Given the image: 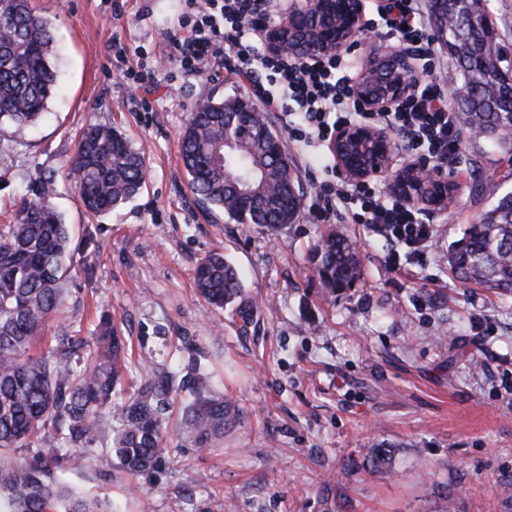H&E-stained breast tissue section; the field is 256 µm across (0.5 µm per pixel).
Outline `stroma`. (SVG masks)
<instances>
[{
  "instance_id": "1",
  "label": "stroma",
  "mask_w": 512,
  "mask_h": 512,
  "mask_svg": "<svg viewBox=\"0 0 512 512\" xmlns=\"http://www.w3.org/2000/svg\"><path fill=\"white\" fill-rule=\"evenodd\" d=\"M50 20L58 91L22 131L0 124V226L11 223L27 186L53 176V203L71 231L62 305L34 350L60 336L90 341L101 314L127 346L119 400L142 379L184 375L198 361L235 410L224 440L203 450L181 434L185 404L164 411L169 465L138 477L120 472L106 439L95 437L75 490L109 499L118 512H512V298L464 285L442 263L449 244L512 192V156L466 137L449 209L424 208L436 224L423 264L403 273L364 225L312 212L316 182L333 180L331 148L288 140L302 208L276 234L205 210L188 188L179 139L200 96L258 100L252 83L222 70L184 76L154 69L152 55H177L184 0H31ZM146 56H135L136 47ZM153 71L148 90L126 70ZM151 111H144V104ZM115 126L145 157L142 192L118 209L86 213L68 177L77 135L88 123ZM356 241L362 277L326 293L309 255L329 228ZM222 252L255 304L243 325L233 308L209 305L194 274ZM387 448L373 468L368 448Z\"/></svg>"
}]
</instances>
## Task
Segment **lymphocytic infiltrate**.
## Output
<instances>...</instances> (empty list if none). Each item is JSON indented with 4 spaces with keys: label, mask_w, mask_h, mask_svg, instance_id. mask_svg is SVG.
<instances>
[{
    "label": "lymphocytic infiltrate",
    "mask_w": 512,
    "mask_h": 512,
    "mask_svg": "<svg viewBox=\"0 0 512 512\" xmlns=\"http://www.w3.org/2000/svg\"><path fill=\"white\" fill-rule=\"evenodd\" d=\"M195 13L189 34L172 59L174 69L194 75L224 64L226 53L235 55V74L253 79L264 74L280 84L281 94L267 93L265 103L282 106L291 98L302 114L301 126L289 128L290 137L313 143L332 142L337 130L349 123H380L397 131L402 149L432 167L453 172L460 160L466 128L444 88L434 82H419L415 91L390 112H367L354 92V79L343 58L327 56L307 64L259 52L247 33L260 30L265 22L259 0H188ZM383 26L367 19L368 34L383 40L422 43L421 0H388ZM330 202L323 217L343 209L352 223L366 225L372 235L394 244L387 257L392 271L404 264L423 263L434 239L435 227L420 210L400 199H384L374 183L360 182L343 187H322Z\"/></svg>",
    "instance_id": "1"
}]
</instances>
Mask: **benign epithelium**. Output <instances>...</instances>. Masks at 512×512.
Returning <instances> with one entry per match:
<instances>
[{
	"label": "benign epithelium",
	"mask_w": 512,
	"mask_h": 512,
	"mask_svg": "<svg viewBox=\"0 0 512 512\" xmlns=\"http://www.w3.org/2000/svg\"><path fill=\"white\" fill-rule=\"evenodd\" d=\"M365 20V0H289L278 20L266 24L267 51L303 58L340 54L357 42ZM410 56L379 50L363 65L356 95L368 112H388L416 86ZM340 171L352 181L380 179L399 199L413 205L446 208L457 191L443 173L423 164L393 168L398 145L389 133L364 123L348 124L332 142Z\"/></svg>",
	"instance_id": "benign-epithelium-1"
}]
</instances>
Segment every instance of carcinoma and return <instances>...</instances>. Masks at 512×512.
Masks as SVG:
<instances>
[{"label": "carcinoma", "instance_id": "1", "mask_svg": "<svg viewBox=\"0 0 512 512\" xmlns=\"http://www.w3.org/2000/svg\"><path fill=\"white\" fill-rule=\"evenodd\" d=\"M447 29L437 32L460 76L457 108L466 127L497 141L512 154V79L499 78L498 34L488 21L486 0H447ZM51 23L35 14L31 0H0V122L18 129L35 124L56 83ZM242 102L236 112L225 101L198 99L180 137L188 184L208 208H218L238 224L277 233L294 222L302 204L293 164L280 137L263 115ZM69 175L86 211L104 214L141 192L144 159L115 128L88 125L78 138ZM16 211L15 223L0 230V512H112L109 501L85 496L59 482L60 461L50 431L64 427L74 448L68 462L82 460L87 444L100 434L125 474L136 477L162 461L166 400L194 395L187 407L185 435L201 447L224 437L232 423L230 406L212 389L210 372L190 367L186 381L149 377L127 401H116L121 384L118 358L122 337L102 316L96 347L75 370L71 357L83 341L64 336L50 355L30 348L43 335L61 304L68 268V227L50 205L54 183L41 177ZM309 262L328 293L360 280L362 262L353 242L331 229L311 250ZM448 264L461 283L512 294V192L461 229L448 246ZM199 293L210 304L236 305L242 322L252 314L235 267L220 253L202 258L195 269ZM32 459L11 455L33 442ZM375 467L391 460L387 448H368Z\"/></svg>", "mask_w": 512, "mask_h": 512}]
</instances>
